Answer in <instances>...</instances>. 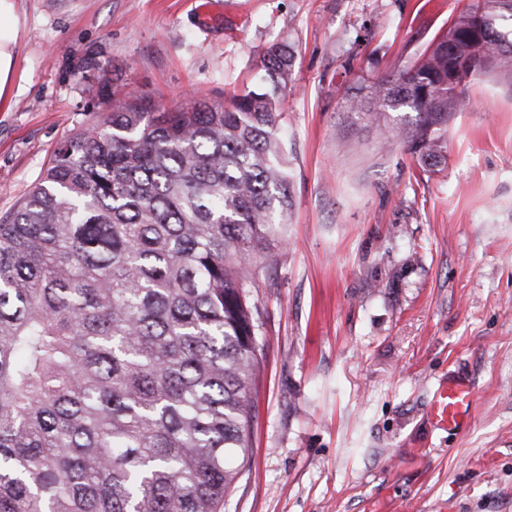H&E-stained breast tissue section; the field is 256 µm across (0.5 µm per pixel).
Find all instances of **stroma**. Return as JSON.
<instances>
[{"mask_svg": "<svg viewBox=\"0 0 512 512\" xmlns=\"http://www.w3.org/2000/svg\"><path fill=\"white\" fill-rule=\"evenodd\" d=\"M467 2L222 0L207 19L196 0H17L0 216L101 124V83L160 108L220 101L262 83L269 44L294 51L288 239L254 274L263 363L224 512H512V87L467 83L437 172L343 108ZM457 374L473 385L463 433L429 417Z\"/></svg>", "mask_w": 512, "mask_h": 512, "instance_id": "obj_1", "label": "stroma"}]
</instances>
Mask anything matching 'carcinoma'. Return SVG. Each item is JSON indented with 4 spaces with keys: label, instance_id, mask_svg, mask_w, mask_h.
<instances>
[{
    "label": "carcinoma",
    "instance_id": "carcinoma-1",
    "mask_svg": "<svg viewBox=\"0 0 512 512\" xmlns=\"http://www.w3.org/2000/svg\"><path fill=\"white\" fill-rule=\"evenodd\" d=\"M473 0L409 65L344 109L447 164L463 108L448 45L494 35L473 74L512 83V12ZM294 54L267 86L160 110L148 96L65 141L0 218V512H224L251 447L260 369L253 268L284 242L290 173L277 134ZM412 112L389 127L390 113Z\"/></svg>",
    "mask_w": 512,
    "mask_h": 512
}]
</instances>
